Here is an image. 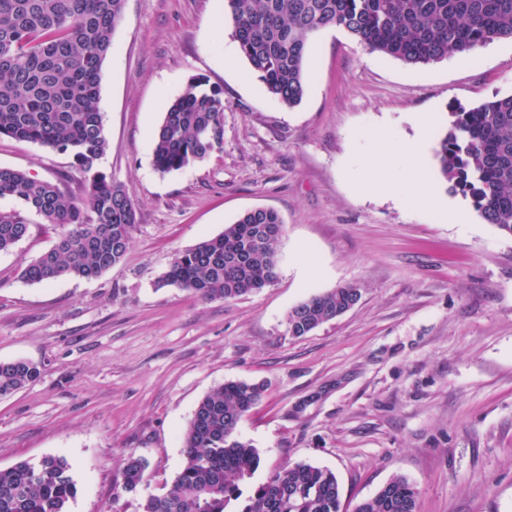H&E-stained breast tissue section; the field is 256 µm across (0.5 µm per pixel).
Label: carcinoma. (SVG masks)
Listing matches in <instances>:
<instances>
[{"label":"carcinoma","mask_w":512,"mask_h":512,"mask_svg":"<svg viewBox=\"0 0 512 512\" xmlns=\"http://www.w3.org/2000/svg\"><path fill=\"white\" fill-rule=\"evenodd\" d=\"M126 0H0V136L68 153L82 174L85 195L67 197L49 181L0 166V198L61 228L54 245L20 278L33 284L93 279L123 259L136 227L126 187L100 168L108 143L99 108L103 65L123 19ZM240 54L265 90L288 107L305 93L309 37L336 25L373 51L407 64L469 53L494 40H512V0H224ZM224 149V96L191 78L153 134L155 168L183 169ZM453 188L471 196L479 215L512 236V95L451 112L436 152ZM28 232L22 211L0 210V252ZM284 224L272 209L242 214L221 234L174 255L162 286L202 300H229L276 281ZM358 289L339 285L295 305L288 332L301 337L357 303ZM39 370L17 359L0 362V397L35 381ZM264 385L227 382L196 406L183 435L185 460L170 490L151 495L141 512H341L335 474L295 463L274 471L245 497L260 456L237 437L240 420L263 398ZM146 463L130 458L122 488L133 492ZM78 492L63 456L20 461L0 469V512H68ZM355 512H416V492L392 477Z\"/></svg>","instance_id":"carcinoma-1"}]
</instances>
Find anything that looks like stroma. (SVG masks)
I'll return each instance as SVG.
<instances>
[{
    "label": "stroma",
    "instance_id": "1",
    "mask_svg": "<svg viewBox=\"0 0 512 512\" xmlns=\"http://www.w3.org/2000/svg\"><path fill=\"white\" fill-rule=\"evenodd\" d=\"M224 0H126L100 84L108 148L100 167L136 203L122 261L101 276L22 280L58 229L31 217L0 252V361L26 359L39 377L0 397V469L65 457L78 494L69 512H140L184 462L182 437L198 402L228 381L265 385L237 428L260 465L249 493L282 466L336 476L342 512L393 476L417 492V512H512V236L451 191L455 210L362 194L388 179L390 149L453 107L512 94V40L476 55L407 64L340 27L307 45L301 103L265 90L243 57L227 61ZM224 93V149L167 174L153 131L194 76ZM0 166L84 194L68 154L0 137ZM271 208L285 232L277 281L204 301L158 278L176 252ZM350 284L357 304L295 338L287 315L311 295ZM147 463L122 491L128 457Z\"/></svg>",
    "mask_w": 512,
    "mask_h": 512
}]
</instances>
